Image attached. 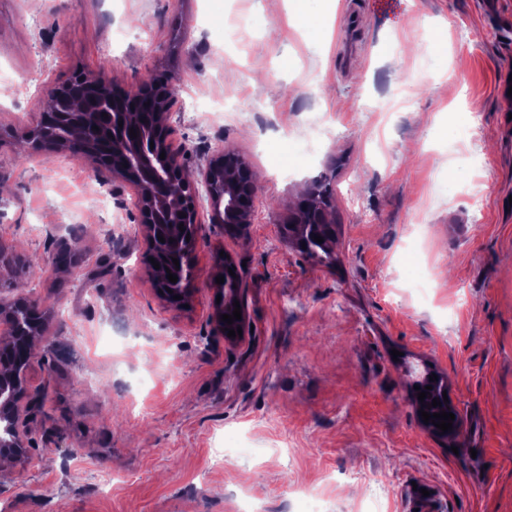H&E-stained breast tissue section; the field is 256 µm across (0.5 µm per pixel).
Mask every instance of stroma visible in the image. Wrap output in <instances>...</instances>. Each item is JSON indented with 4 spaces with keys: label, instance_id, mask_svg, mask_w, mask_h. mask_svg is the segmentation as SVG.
I'll use <instances>...</instances> for the list:
<instances>
[{
    "label": "stroma",
    "instance_id": "stroma-1",
    "mask_svg": "<svg viewBox=\"0 0 512 512\" xmlns=\"http://www.w3.org/2000/svg\"><path fill=\"white\" fill-rule=\"evenodd\" d=\"M0 0V281L48 331L22 404L35 446L0 469V512H512V0ZM110 65L122 88L175 74L190 169L218 148L259 176L244 234L199 230L193 296L162 301L132 188L18 133L21 92ZM335 188L334 265L288 216ZM73 249L71 265L57 255ZM251 326L217 323L220 255ZM40 256L38 267L24 262ZM462 424L429 433L415 369Z\"/></svg>",
    "mask_w": 512,
    "mask_h": 512
}]
</instances>
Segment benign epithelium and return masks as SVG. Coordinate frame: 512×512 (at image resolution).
Listing matches in <instances>:
<instances>
[{
	"instance_id": "1",
	"label": "benign epithelium",
	"mask_w": 512,
	"mask_h": 512,
	"mask_svg": "<svg viewBox=\"0 0 512 512\" xmlns=\"http://www.w3.org/2000/svg\"><path fill=\"white\" fill-rule=\"evenodd\" d=\"M178 79L164 75L142 82L138 87L125 90L114 85L112 75L104 70L89 78L76 74L61 85L46 90L48 111L63 129H77V134H65L56 139L45 137L40 127L21 132V137L34 147L50 146L56 151L91 157V146L97 136L102 114L111 112L123 121L120 132L112 137V151L123 157L121 169L99 160L97 164L112 171V176L128 183L136 195L137 220L147 229L151 250L162 249L181 260L185 267L194 269L197 245V224L201 223L203 206L199 188H205L211 207L210 223L226 230L242 232L251 223L254 201L258 190V175L249 166L224 179V167L233 154L223 151L206 166L197 169L193 178L185 177L188 147L175 144L171 112L177 103L175 88ZM136 137H130V129ZM165 158H160V154ZM190 225V236L179 230L180 224ZM290 224H328L329 211L313 210L309 203L295 209ZM164 237L159 241L158 237ZM162 275L155 270L153 284L159 297L172 303H186L192 296V281L181 288L168 290L161 286ZM224 304L219 314H233L234 301L242 300L243 285L238 276L226 275ZM25 310L32 316L31 326L41 324L40 305L23 297L6 303L0 299V323L10 325L15 311ZM32 332H14L9 341L22 352L16 366L0 362V456L16 461L28 458L32 438L27 427L26 410L20 400L27 392L26 370L35 357Z\"/></svg>"
}]
</instances>
